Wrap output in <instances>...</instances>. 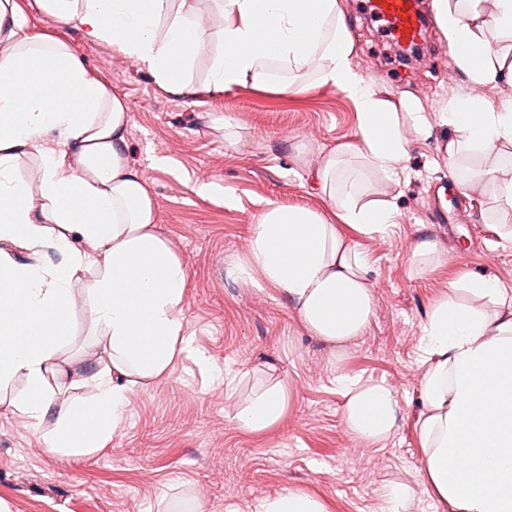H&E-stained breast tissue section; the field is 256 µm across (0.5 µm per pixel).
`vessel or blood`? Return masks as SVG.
<instances>
[{"mask_svg": "<svg viewBox=\"0 0 512 512\" xmlns=\"http://www.w3.org/2000/svg\"><path fill=\"white\" fill-rule=\"evenodd\" d=\"M373 18L381 22L391 42L398 47L422 43L429 31L430 19L422 0H368ZM453 188L451 182H434L431 194L437 207L440 223H469V212L464 207L447 209L446 202Z\"/></svg>", "mask_w": 512, "mask_h": 512, "instance_id": "obj_1", "label": "vessel or blood"}]
</instances>
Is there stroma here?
I'll return each mask as SVG.
<instances>
[{
	"label": "stroma",
	"instance_id": "1",
	"mask_svg": "<svg viewBox=\"0 0 512 512\" xmlns=\"http://www.w3.org/2000/svg\"><path fill=\"white\" fill-rule=\"evenodd\" d=\"M15 3L32 33L60 36L125 105L127 160L155 199L158 232L187 267L188 344L170 375L131 394L121 425L94 453L61 459L21 414L0 408V501L9 512H256L287 491L315 498L325 512H389L386 493L395 484L410 491L405 512H451L422 472L420 336L449 283L467 276L496 281L512 305V240L499 235L512 226V210L499 208L476 177L456 196L472 221L457 225L452 240L434 223L428 193L448 175L451 133L442 114L449 101L467 93L512 106V77L471 81L438 27L430 62L402 68L365 0H341L352 66L399 112L411 148L397 178L374 174L367 185L368 197L397 209L389 235L343 230L371 265L373 313L364 335L336 358L304 329L280 289L256 287L231 268L247 255L268 202L334 219L315 175L322 155L355 132L352 97L320 82L311 67L298 94L249 81L224 90L210 81L209 54L196 58L188 89L173 90L111 42L59 26L38 0ZM409 101L425 119L423 130L407 114ZM423 240L435 242L437 255L418 271L408 258ZM92 282L87 273L74 285L73 336L63 356L96 350ZM342 376L390 389L395 426L386 439L369 445L347 428ZM275 381L287 395L280 422L244 430L234 418L238 403Z\"/></svg>",
	"mask_w": 512,
	"mask_h": 512
}]
</instances>
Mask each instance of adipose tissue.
Returning <instances> with one entry per match:
<instances>
[{
  "label": "adipose tissue",
  "mask_w": 512,
  "mask_h": 512,
  "mask_svg": "<svg viewBox=\"0 0 512 512\" xmlns=\"http://www.w3.org/2000/svg\"><path fill=\"white\" fill-rule=\"evenodd\" d=\"M224 27L210 78L228 88L287 71L281 93H299L303 71L348 92L356 129L322 161L320 189L341 223L363 235H388L391 202L366 198L370 174L398 175L410 143L397 113L376 98L351 65L352 42L339 0H221ZM434 0L448 48L473 82L512 75V0ZM60 25L82 28L137 57L142 67L182 90L208 34L194 0H39ZM448 174L469 185L460 153H496L486 181L512 209V108L469 95L450 101ZM123 102L92 76L62 39L34 35L14 0H0V388L22 380L8 405L48 425V449L60 458L88 455L117 429L129 394L170 374L186 342L185 262L155 228L156 205L141 173L125 160ZM41 160L39 190L15 173L19 157ZM340 223V224H341ZM338 226V225H337ZM317 211L268 203L254 224L249 253L232 272L279 288L305 328L331 344L364 333L373 310L369 262ZM51 247L57 260L19 262L6 245ZM93 272V365L60 361L72 336V284ZM499 298L491 280L449 283L420 337L426 370L418 420L422 470L453 512H512V309L478 310L456 302L457 289ZM87 390L82 399L62 391ZM287 401L282 385L256 393L236 411L244 429L275 425ZM344 419L375 443L395 423L394 398L378 383L345 385Z\"/></svg>",
  "instance_id": "1"
}]
</instances>
